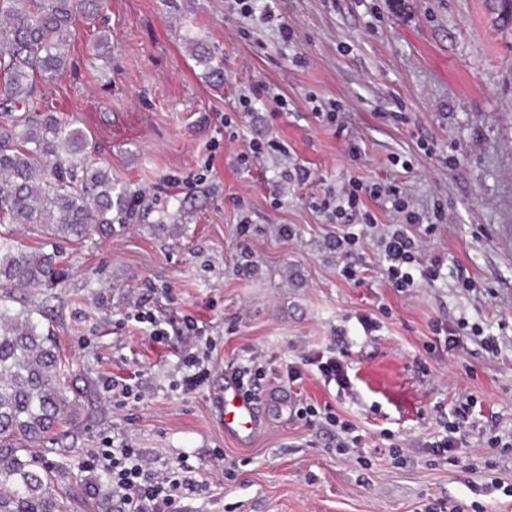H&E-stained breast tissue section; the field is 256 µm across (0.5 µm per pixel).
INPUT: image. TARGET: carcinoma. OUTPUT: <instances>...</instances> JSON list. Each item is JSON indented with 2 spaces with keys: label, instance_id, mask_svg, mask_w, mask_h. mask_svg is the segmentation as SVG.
Listing matches in <instances>:
<instances>
[{
  "label": "carcinoma",
  "instance_id": "cac0c4a2",
  "mask_svg": "<svg viewBox=\"0 0 512 512\" xmlns=\"http://www.w3.org/2000/svg\"><path fill=\"white\" fill-rule=\"evenodd\" d=\"M107 0H0V224H17L48 244L110 238L126 226L139 193L115 191L112 174L83 164L87 136L38 114L37 87H50L66 66L78 22L96 19ZM502 26L512 0H489ZM67 274L62 256L30 250L0 233V288H55ZM0 296V512H112L109 480L92 466L72 483L45 458L47 445L95 419L100 397L70 372L41 311H16Z\"/></svg>",
  "mask_w": 512,
  "mask_h": 512
}]
</instances>
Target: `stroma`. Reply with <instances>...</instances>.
I'll return each mask as SVG.
<instances>
[{"label": "stroma", "instance_id": "35a3bbf8", "mask_svg": "<svg viewBox=\"0 0 512 512\" xmlns=\"http://www.w3.org/2000/svg\"><path fill=\"white\" fill-rule=\"evenodd\" d=\"M259 2L293 28L291 44L260 19L226 12L224 0H109L101 23L111 46L84 35L68 49L45 108L86 132L88 161L144 201L111 238L58 241L62 285L13 291L46 309L61 354L103 398L96 422L47 458L78 475L93 463L90 449L111 441L170 462L194 456L210 487L186 512H426L438 499L459 512H512L502 493L512 485L511 448L492 454L485 475L474 467L477 429L467 433L469 451L444 464H431L421 446L440 427L438 408L468 394L498 416L500 436L512 434V29L495 25L485 0ZM256 84L268 93L243 118L245 136H280L313 178L290 186L277 209L266 186L279 162L247 170L223 148L220 113ZM272 92L287 96L288 112L271 116ZM313 95L342 103L343 131L316 121ZM351 143L358 157L348 155ZM394 156L406 167L392 166ZM386 174L418 209L442 201L445 225L430 246L466 267L472 291L447 279L397 293L369 231L350 257L328 250L340 227L316 208L323 191ZM244 217L252 224L242 236ZM284 224L293 239L280 236ZM245 247L249 272L238 268ZM348 261L357 279L341 275ZM145 291L169 333L164 343L135 318ZM364 315L376 331L364 333ZM189 317L204 327L215 363L193 393L177 386L182 356L197 343ZM461 317L498 337V355L469 339L425 351L433 320ZM338 333L351 391L313 373L298 388L275 374ZM253 358L271 372L256 395L259 425L241 444L224 433L220 398L225 373ZM116 378L143 400L111 395ZM300 396L332 406L369 438L406 441L400 459L367 447L361 461L343 462L327 434L295 417ZM215 451L238 463L235 480L222 477Z\"/></svg>", "mask_w": 512, "mask_h": 512}]
</instances>
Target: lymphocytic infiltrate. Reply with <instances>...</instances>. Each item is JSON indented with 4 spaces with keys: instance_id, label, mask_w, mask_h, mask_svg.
<instances>
[{
    "instance_id": "obj_1",
    "label": "lymphocytic infiltrate",
    "mask_w": 512,
    "mask_h": 512,
    "mask_svg": "<svg viewBox=\"0 0 512 512\" xmlns=\"http://www.w3.org/2000/svg\"><path fill=\"white\" fill-rule=\"evenodd\" d=\"M256 99L253 93L239 94L236 110L222 114L225 149L233 151L237 163L248 168L260 166L268 159L282 161L281 185L293 181L306 184L309 171L299 165L288 166V147L283 141L241 136V120L252 112ZM376 202L387 204L389 223H378L371 209ZM320 209L329 223L347 227L346 232L329 242L337 254L348 255L358 242V234L349 230L354 220H361L365 227L376 230L386 262L384 275L397 292L410 294L420 283L431 284L446 275L454 278L456 288L465 292L471 290L473 283L460 265L449 264L446 255L431 253L426 237L413 232L414 227L424 225L429 234L436 233L444 221L443 210L437 206L432 213L421 212L411 202L402 183L387 178L371 181L352 178L341 191H325ZM312 369L324 383L335 384L339 390L351 386L348 363L342 355L333 352L304 353L299 361L286 364L285 374L289 383L298 386L306 371ZM477 404V397L472 395L453 404L451 419L443 433L431 436L423 443L429 454L444 459L449 453L465 447L467 440L463 429L470 423ZM295 415L309 426L334 431L340 454H348L365 445V436L358 426L353 421L340 419L330 406L320 407L302 398L296 404ZM95 457L112 484L118 512H177L183 499L208 489L206 481L198 479L196 466L185 455L179 456L177 464H160L142 449L125 443L114 448L96 449Z\"/></svg>"
}]
</instances>
